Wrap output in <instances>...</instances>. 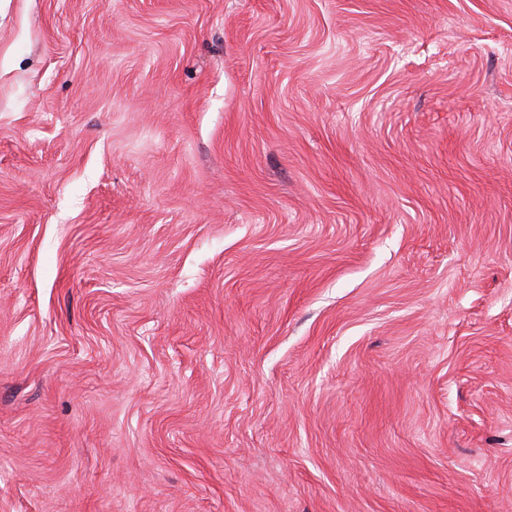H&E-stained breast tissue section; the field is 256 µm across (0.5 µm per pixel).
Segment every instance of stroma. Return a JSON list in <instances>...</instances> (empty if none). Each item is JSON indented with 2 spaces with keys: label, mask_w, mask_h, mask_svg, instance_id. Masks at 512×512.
Wrapping results in <instances>:
<instances>
[{
  "label": "stroma",
  "mask_w": 512,
  "mask_h": 512,
  "mask_svg": "<svg viewBox=\"0 0 512 512\" xmlns=\"http://www.w3.org/2000/svg\"><path fill=\"white\" fill-rule=\"evenodd\" d=\"M0 512H512V0H0Z\"/></svg>",
  "instance_id": "35a3bbf8"
}]
</instances>
